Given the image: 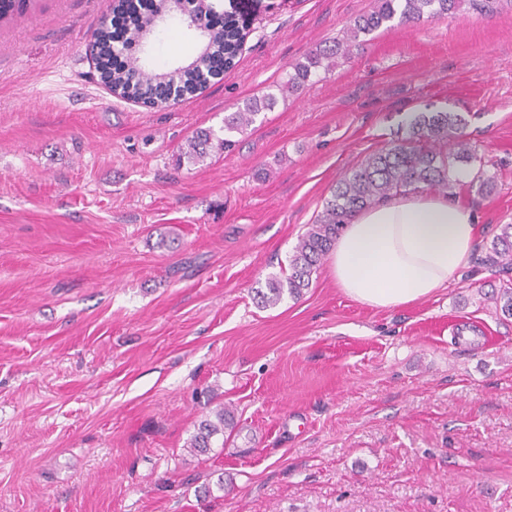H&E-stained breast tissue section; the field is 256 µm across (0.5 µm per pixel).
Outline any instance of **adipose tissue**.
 <instances>
[{
    "instance_id": "adipose-tissue-1",
    "label": "adipose tissue",
    "mask_w": 512,
    "mask_h": 512,
    "mask_svg": "<svg viewBox=\"0 0 512 512\" xmlns=\"http://www.w3.org/2000/svg\"><path fill=\"white\" fill-rule=\"evenodd\" d=\"M478 243L472 209L447 194L407 191L356 214L338 236L329 268L354 300L397 308L446 287L469 268Z\"/></svg>"
}]
</instances>
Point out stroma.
I'll use <instances>...</instances> for the list:
<instances>
[{
  "mask_svg": "<svg viewBox=\"0 0 512 512\" xmlns=\"http://www.w3.org/2000/svg\"><path fill=\"white\" fill-rule=\"evenodd\" d=\"M109 4L0 23V512H512V318L482 295L490 268L393 309L324 262L301 298L255 299L408 112L465 118L482 163L454 191L481 247L512 224V5L385 23L282 96L376 0H219L245 34L233 67L151 108L98 80ZM270 93L233 150L181 161ZM222 405L223 445L190 453Z\"/></svg>",
  "mask_w": 512,
  "mask_h": 512,
  "instance_id": "1",
  "label": "stroma"
}]
</instances>
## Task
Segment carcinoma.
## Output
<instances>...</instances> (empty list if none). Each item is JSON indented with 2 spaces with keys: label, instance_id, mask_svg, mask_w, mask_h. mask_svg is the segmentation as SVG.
I'll use <instances>...</instances> for the list:
<instances>
[{
  "label": "carcinoma",
  "instance_id": "cac0c4a2",
  "mask_svg": "<svg viewBox=\"0 0 512 512\" xmlns=\"http://www.w3.org/2000/svg\"><path fill=\"white\" fill-rule=\"evenodd\" d=\"M499 3L500 0H378L376 10L355 18L336 43L311 51L305 61L295 64V75L288 79L285 88L297 89L313 76L332 73L336 59L349 56L352 48L361 44L360 36L373 33L396 17L402 23L419 24L430 18L453 15L465 5L490 14ZM163 7L164 0H158L150 13L135 14L129 9V0H117L112 8V23L103 19L93 31L92 55L99 79L109 90H120L123 98H155L163 102L174 86L178 94L185 97L207 85L208 78L196 67L181 66L160 72L152 61L139 57L128 59L121 67L114 65V60L123 52L114 44L111 25L125 27L128 39L133 40L157 28L156 14ZM206 38L207 55L213 66L228 67L240 42V31L235 23L223 22L206 34ZM274 104L275 97L271 94L248 100L224 117V131L244 132L255 122L256 116ZM464 125L465 118L459 113L420 112L409 123L405 139L378 149L339 178L331 188L330 197L325 199L316 223L295 246L289 258L288 273L269 278L266 288L256 291L257 302L270 307L280 303L286 295L300 298L310 287L312 274L320 261L334 246L339 230L355 212L393 193L415 190L421 184L442 190L453 188L457 182L456 163L477 160L474 150L463 138ZM442 142L448 145V151L437 148ZM234 146L235 141L204 130L189 141L185 155L188 160L197 162L213 149L228 151ZM482 263L500 274L512 273V224L499 225V233L492 239ZM484 297L504 317L512 318V282L492 288ZM231 421V412L224 406L215 412V420H202L190 443L192 451L205 452L212 448L213 439L224 434V427Z\"/></svg>",
  "mask_w": 512,
  "mask_h": 512
}]
</instances>
